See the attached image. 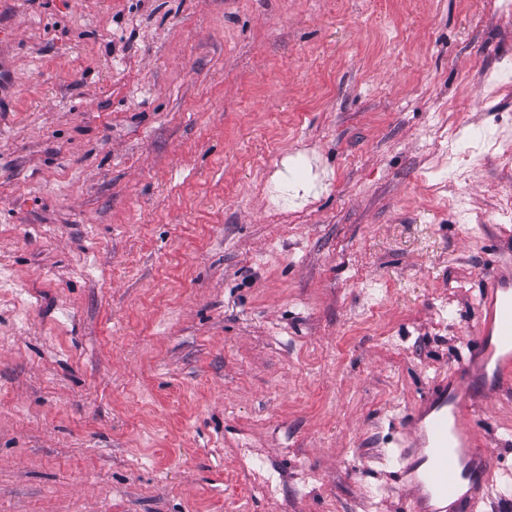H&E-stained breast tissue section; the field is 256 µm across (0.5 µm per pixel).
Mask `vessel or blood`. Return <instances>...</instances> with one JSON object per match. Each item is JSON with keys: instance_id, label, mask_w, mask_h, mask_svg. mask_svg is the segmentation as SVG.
Listing matches in <instances>:
<instances>
[{"instance_id": "b4317fda", "label": "vessel or blood", "mask_w": 512, "mask_h": 512, "mask_svg": "<svg viewBox=\"0 0 512 512\" xmlns=\"http://www.w3.org/2000/svg\"><path fill=\"white\" fill-rule=\"evenodd\" d=\"M480 322L452 376L435 379L403 420L395 473L407 512H473L493 469L477 412L512 388V265L500 267L480 295Z\"/></svg>"}]
</instances>
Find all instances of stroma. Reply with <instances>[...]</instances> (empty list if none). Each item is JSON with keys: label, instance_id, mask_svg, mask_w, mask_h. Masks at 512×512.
I'll use <instances>...</instances> for the list:
<instances>
[{"label": "stroma", "instance_id": "obj_1", "mask_svg": "<svg viewBox=\"0 0 512 512\" xmlns=\"http://www.w3.org/2000/svg\"><path fill=\"white\" fill-rule=\"evenodd\" d=\"M511 193L494 0H0V512H401Z\"/></svg>", "mask_w": 512, "mask_h": 512}]
</instances>
